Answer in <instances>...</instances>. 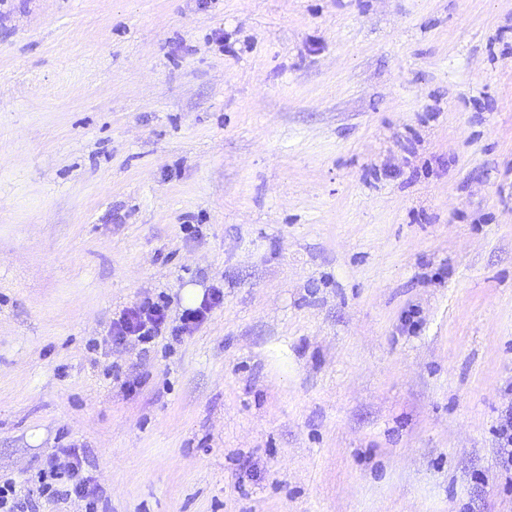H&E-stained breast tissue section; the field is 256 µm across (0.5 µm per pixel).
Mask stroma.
Here are the masks:
<instances>
[{
	"label": "stroma",
	"mask_w": 512,
	"mask_h": 512,
	"mask_svg": "<svg viewBox=\"0 0 512 512\" xmlns=\"http://www.w3.org/2000/svg\"><path fill=\"white\" fill-rule=\"evenodd\" d=\"M509 406L512 0H0L1 478L75 442L105 512H512ZM158 297V300H154L145 296L135 305L122 309L112 319L109 339H104V342L112 341L119 345L147 344L162 336H170L172 340L178 341L198 329L211 309L221 301L223 292L218 288L210 289L198 306L183 310L178 321L171 318L164 297ZM496 435L499 467L512 473V407L501 413Z\"/></svg>",
	"instance_id": "obj_1"
}]
</instances>
